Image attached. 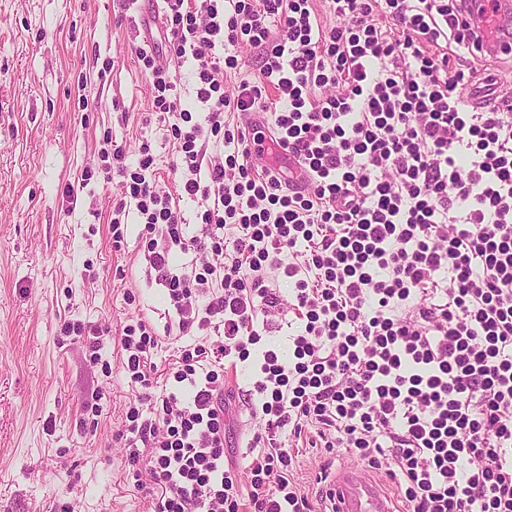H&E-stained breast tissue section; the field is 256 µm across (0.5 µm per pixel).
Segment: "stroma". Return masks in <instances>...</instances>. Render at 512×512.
I'll use <instances>...</instances> for the list:
<instances>
[{"label":"stroma","instance_id":"obj_1","mask_svg":"<svg viewBox=\"0 0 512 512\" xmlns=\"http://www.w3.org/2000/svg\"><path fill=\"white\" fill-rule=\"evenodd\" d=\"M137 9L126 0H0V512H153L133 486L122 439L132 388L121 336L143 320L161 341L158 368L185 343L163 287L138 247L130 212L122 247L109 231L122 199L120 176H106L100 152L121 146L136 162L155 156L146 177L178 197L185 231L202 236L200 202L180 195L184 177L169 122L152 110L141 71ZM89 108H82L81 99ZM90 181H82L85 171ZM76 186V205L64 191ZM66 322L99 330L97 359ZM98 408L96 415L84 405ZM224 449L239 468L261 415L236 406ZM316 425L289 440L294 480L322 512V465L361 466L350 450L311 447Z\"/></svg>","mask_w":512,"mask_h":512}]
</instances>
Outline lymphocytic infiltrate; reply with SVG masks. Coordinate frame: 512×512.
Returning <instances> with one entry per match:
<instances>
[{
    "label": "lymphocytic infiltrate",
    "mask_w": 512,
    "mask_h": 512,
    "mask_svg": "<svg viewBox=\"0 0 512 512\" xmlns=\"http://www.w3.org/2000/svg\"><path fill=\"white\" fill-rule=\"evenodd\" d=\"M312 2L165 0L164 40L195 62L200 121L157 52L139 53L153 111L176 119L181 191L200 199L207 234L186 236L172 196L147 180L150 146L132 168L121 148L105 151L127 197L112 240L124 241L134 203L139 247L189 337L165 388L154 329L140 321L121 338L136 390L126 445L147 475L136 487L154 512H240L225 416L257 399L250 512H314L285 444L310 423L325 448L396 480L406 512H512V96L479 108L460 96L473 76L464 58L481 52L461 0H390L382 26L377 0H327L336 26ZM242 44L258 50V75L228 92ZM270 87L271 123L258 117ZM268 140L301 163L305 185L253 166ZM210 143L223 160L206 161ZM301 249L307 262H292ZM188 253L199 270L177 264ZM278 276L300 322L292 354L263 349L250 389L225 393V359L247 360L287 305Z\"/></svg>",
    "instance_id": "1"
}]
</instances>
